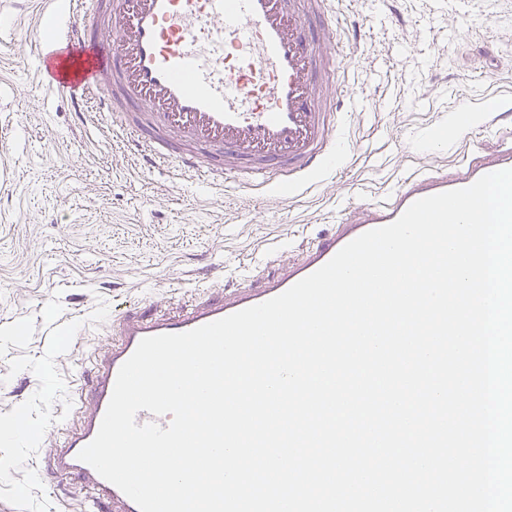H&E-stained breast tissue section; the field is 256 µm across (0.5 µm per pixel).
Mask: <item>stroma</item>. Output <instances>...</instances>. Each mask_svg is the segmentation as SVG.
<instances>
[{
	"mask_svg": "<svg viewBox=\"0 0 512 512\" xmlns=\"http://www.w3.org/2000/svg\"><path fill=\"white\" fill-rule=\"evenodd\" d=\"M337 31L351 100L338 170L297 194L270 195L149 166L41 87L35 43L43 0H0V512H66L77 481L31 482L54 450L57 416L118 308L175 313L184 289L273 252L287 262L416 165L455 164L470 144L512 131V0H345ZM496 112L497 134L472 123Z\"/></svg>",
	"mask_w": 512,
	"mask_h": 512,
	"instance_id": "1",
	"label": "stroma"
}]
</instances>
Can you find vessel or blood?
Returning a JSON list of instances; mask_svg holds the SVG:
<instances>
[{"instance_id": "vessel-or-blood-1", "label": "vessel or blood", "mask_w": 512, "mask_h": 512, "mask_svg": "<svg viewBox=\"0 0 512 512\" xmlns=\"http://www.w3.org/2000/svg\"><path fill=\"white\" fill-rule=\"evenodd\" d=\"M64 7L57 36L37 48L49 89L107 112L113 136L152 165L213 184L239 175L291 192L329 169L342 117L335 104L343 64L337 0H66ZM503 169H512V143L467 152L453 170L405 172L378 198L338 209L330 232L302 245L274 274L241 269L240 284L225 285L217 298L191 292L173 314L114 315L111 341L89 362L92 407H75L61 421L38 476L76 477L93 512H139L78 454L96 436L117 373L143 338L187 332L263 303L414 201Z\"/></svg>"}]
</instances>
